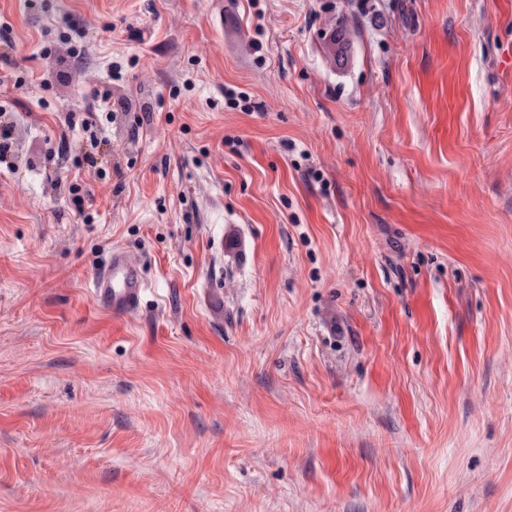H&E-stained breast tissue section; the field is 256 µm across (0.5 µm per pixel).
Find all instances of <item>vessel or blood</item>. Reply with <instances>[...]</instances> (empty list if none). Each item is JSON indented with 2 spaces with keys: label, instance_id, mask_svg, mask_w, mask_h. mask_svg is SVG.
Segmentation results:
<instances>
[{
  "label": "vessel or blood",
  "instance_id": "obj_1",
  "mask_svg": "<svg viewBox=\"0 0 512 512\" xmlns=\"http://www.w3.org/2000/svg\"><path fill=\"white\" fill-rule=\"evenodd\" d=\"M144 290L139 262L120 250L112 252L107 264L92 279V292L97 302L121 316L138 310Z\"/></svg>",
  "mask_w": 512,
  "mask_h": 512
}]
</instances>
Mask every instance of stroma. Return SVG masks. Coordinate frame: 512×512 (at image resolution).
Listing matches in <instances>:
<instances>
[{
    "instance_id": "1",
    "label": "stroma",
    "mask_w": 512,
    "mask_h": 512,
    "mask_svg": "<svg viewBox=\"0 0 512 512\" xmlns=\"http://www.w3.org/2000/svg\"><path fill=\"white\" fill-rule=\"evenodd\" d=\"M0 38V512H512V0H0ZM145 290L139 262L124 251L113 250L92 279V292L103 307L116 315H131L140 306Z\"/></svg>"
}]
</instances>
